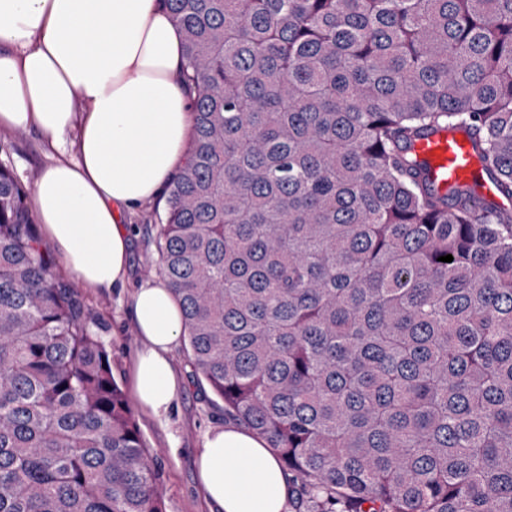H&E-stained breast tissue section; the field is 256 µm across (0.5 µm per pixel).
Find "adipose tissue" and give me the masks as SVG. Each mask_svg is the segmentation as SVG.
Masks as SVG:
<instances>
[{"mask_svg":"<svg viewBox=\"0 0 512 512\" xmlns=\"http://www.w3.org/2000/svg\"><path fill=\"white\" fill-rule=\"evenodd\" d=\"M1 45L0 129L37 127L58 153L33 213L65 269L113 287L127 272L126 213L160 197L191 133L181 32L162 0H0ZM131 309L147 343L133 396L158 416L178 394L169 354L182 313L162 280L138 288ZM196 469L217 512H286L285 472L247 429L211 430Z\"/></svg>","mask_w":512,"mask_h":512,"instance_id":"obj_1","label":"adipose tissue"}]
</instances>
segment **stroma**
I'll use <instances>...</instances> for the list:
<instances>
[{"label": "stroma", "instance_id": "35a3bbf8", "mask_svg": "<svg viewBox=\"0 0 512 512\" xmlns=\"http://www.w3.org/2000/svg\"><path fill=\"white\" fill-rule=\"evenodd\" d=\"M0 161L20 180L42 171L50 162L40 134L32 128L0 130ZM166 209L164 201L140 206L124 222L131 240L130 270L124 287L82 288L90 329L100 336L112 359V374L124 392L132 390V361L144 348L131 313V298L143 283L156 279V227ZM179 392L173 408L162 417L134 408L133 415L148 447L163 489L166 512H212L197 479L196 459L207 433L227 425L224 404L207 386L193 379L184 342L170 353Z\"/></svg>", "mask_w": 512, "mask_h": 512}]
</instances>
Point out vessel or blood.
<instances>
[{"label":"vessel or blood","mask_w":512,"mask_h":512,"mask_svg":"<svg viewBox=\"0 0 512 512\" xmlns=\"http://www.w3.org/2000/svg\"><path fill=\"white\" fill-rule=\"evenodd\" d=\"M413 151L426 165L433 183L444 191L471 180L479 167V158L461 129L436 131L416 141Z\"/></svg>","instance_id":"vessel-or-blood-1"}]
</instances>
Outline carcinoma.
<instances>
[{"instance_id":"cac0c4a2","label":"carcinoma","mask_w":512,"mask_h":512,"mask_svg":"<svg viewBox=\"0 0 512 512\" xmlns=\"http://www.w3.org/2000/svg\"><path fill=\"white\" fill-rule=\"evenodd\" d=\"M192 135L158 272L197 382L304 512H512V0H161ZM0 162V512H165L81 293ZM452 255L450 263L438 260ZM413 151L441 190L470 181L479 167L467 133L462 129L438 130L414 143Z\"/></svg>"}]
</instances>
